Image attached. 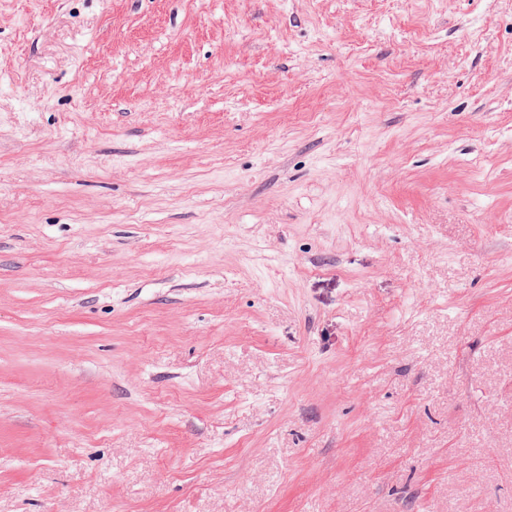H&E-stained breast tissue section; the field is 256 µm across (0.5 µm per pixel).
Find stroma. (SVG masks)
Instances as JSON below:
<instances>
[{"instance_id":"stroma-1","label":"stroma","mask_w":512,"mask_h":512,"mask_svg":"<svg viewBox=\"0 0 512 512\" xmlns=\"http://www.w3.org/2000/svg\"><path fill=\"white\" fill-rule=\"evenodd\" d=\"M0 512H512V0H0Z\"/></svg>"}]
</instances>
